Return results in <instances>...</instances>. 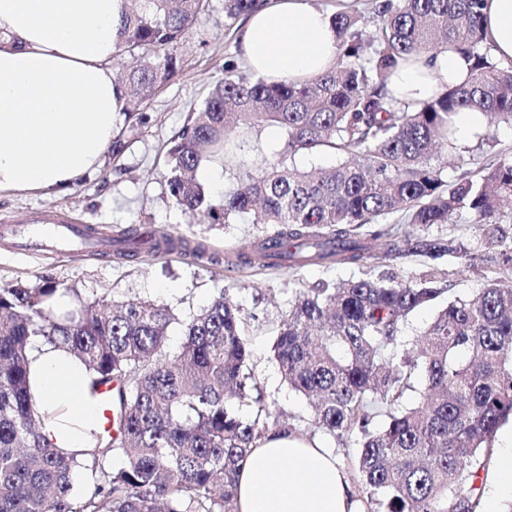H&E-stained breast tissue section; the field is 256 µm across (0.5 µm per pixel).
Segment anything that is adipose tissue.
I'll use <instances>...</instances> for the list:
<instances>
[{
  "mask_svg": "<svg viewBox=\"0 0 512 512\" xmlns=\"http://www.w3.org/2000/svg\"><path fill=\"white\" fill-rule=\"evenodd\" d=\"M123 0H0V193L60 195L96 173L119 131L111 61ZM494 55L512 60V0H483ZM240 56L268 81L303 83L336 61L337 36L314 0H266L237 33ZM454 49L402 64L389 91L409 103L460 84ZM30 385L49 415L43 432L81 456L98 428L85 366L60 346L29 352ZM236 512H365L346 473L317 441L285 429L257 440L238 472Z\"/></svg>",
  "mask_w": 512,
  "mask_h": 512,
  "instance_id": "adipose-tissue-1",
  "label": "adipose tissue"
}]
</instances>
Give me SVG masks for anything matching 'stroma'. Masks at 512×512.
<instances>
[{
  "label": "stroma",
  "mask_w": 512,
  "mask_h": 512,
  "mask_svg": "<svg viewBox=\"0 0 512 512\" xmlns=\"http://www.w3.org/2000/svg\"><path fill=\"white\" fill-rule=\"evenodd\" d=\"M235 33V27L224 23V0H210L207 13L175 48L180 60L177 74L147 101L149 120L130 135L122 155L105 156L99 172L62 196L0 194V225L68 222L93 225L113 237L132 227L150 226L175 238L206 240L216 262L177 252H144L129 261L116 260L91 250L64 251L21 234L0 238V288L49 276L93 297L151 298L183 317L228 291L246 319L253 372L271 415L299 434L319 440L350 473L356 437L334 436L316 428L305 397L283 382L271 359V346L295 289L323 278L347 279L358 275V268L288 271L254 263L225 270V250L247 246L266 233V226L251 223L246 216L232 224L203 223L176 208L167 196L165 153L191 109L223 79L225 65L238 62ZM425 232L457 238L473 257L471 266H448L445 301L475 297L487 281L489 266L483 259L487 247L469 224L467 213H459L451 223L426 227Z\"/></svg>",
  "instance_id": "obj_1"
}]
</instances>
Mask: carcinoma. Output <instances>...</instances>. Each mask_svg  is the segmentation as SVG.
I'll return each mask as SVG.
<instances>
[{
    "label": "carcinoma",
    "instance_id": "obj_1",
    "mask_svg": "<svg viewBox=\"0 0 512 512\" xmlns=\"http://www.w3.org/2000/svg\"><path fill=\"white\" fill-rule=\"evenodd\" d=\"M114 46L139 65L117 78L123 126L109 153L145 124L143 104L178 69L174 48L209 8V0H123ZM259 0H224V22L249 15ZM482 0H382L371 6L374 30L361 17L331 16L336 65L311 81L269 82L228 63L167 152V191L177 208L210 224L242 215L273 232L251 246L263 267L348 265L361 276L323 279L299 290L272 346L283 379L313 399L314 422L330 434L354 435V468L371 512H476L480 471L493 456L498 429L512 421V157L499 155L449 182L431 164L454 149L450 122L476 109L490 123H512V61L485 38ZM454 47L470 61L466 83L448 85L416 104L388 95L399 65L419 53ZM283 129L279 156L258 172L240 152L262 124ZM321 151L343 161L317 172L295 157ZM221 159L229 176L215 200L197 171ZM462 211L502 275L476 297L439 308L422 345L399 350L402 325L439 303L443 262L466 254L455 239L400 234L396 225L448 224ZM423 259L411 280L374 274L368 260ZM155 252H192L214 260L208 245L163 238ZM58 291L76 309L60 317L48 306ZM184 341L164 353L167 330ZM59 344L92 374L87 395L117 383L110 403L117 435L88 432L78 460L45 441L29 386V351ZM240 307L220 293L201 312L179 319L149 299L126 302L49 277L0 288V512H235L240 465L279 419H270L252 370ZM424 390L402 406L413 379ZM384 415L382 424L375 418ZM117 455L123 464L105 468ZM91 474L73 493L72 474Z\"/></svg>",
    "mask_w": 512,
    "mask_h": 512
}]
</instances>
